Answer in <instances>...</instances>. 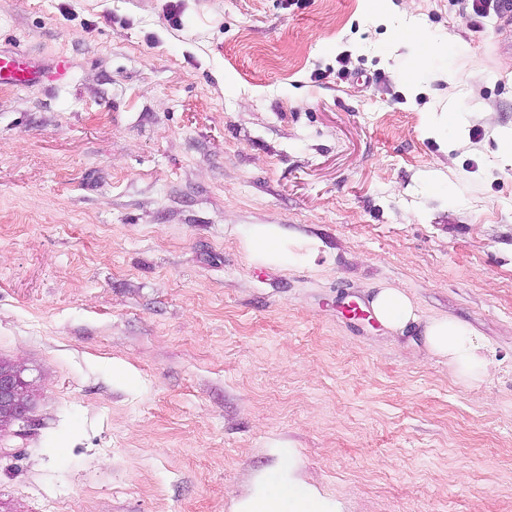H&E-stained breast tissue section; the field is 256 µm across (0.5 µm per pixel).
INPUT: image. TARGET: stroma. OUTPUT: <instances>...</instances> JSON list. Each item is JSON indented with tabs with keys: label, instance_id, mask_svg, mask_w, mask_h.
Here are the masks:
<instances>
[{
	"label": "stroma",
	"instance_id": "1",
	"mask_svg": "<svg viewBox=\"0 0 512 512\" xmlns=\"http://www.w3.org/2000/svg\"><path fill=\"white\" fill-rule=\"evenodd\" d=\"M403 2L0 0V46L71 67L0 86V358L37 386L0 512H234L285 460L339 512H512V53ZM411 18L450 50L408 82ZM256 224L316 257L250 261ZM385 284L400 335L346 310ZM370 305L377 320L392 332L403 331L410 323L419 321L411 297L401 288L385 285L373 295ZM423 335L428 354L445 360L459 384L475 390L490 376L492 353L469 325L449 317L432 318L425 321Z\"/></svg>",
	"mask_w": 512,
	"mask_h": 512
}]
</instances>
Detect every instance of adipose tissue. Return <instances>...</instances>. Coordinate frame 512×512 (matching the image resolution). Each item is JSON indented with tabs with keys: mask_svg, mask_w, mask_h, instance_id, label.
<instances>
[{
	"mask_svg": "<svg viewBox=\"0 0 512 512\" xmlns=\"http://www.w3.org/2000/svg\"><path fill=\"white\" fill-rule=\"evenodd\" d=\"M394 40L411 49L415 70L448 49L446 42L432 38L415 22L396 28ZM247 251L252 261L271 266L285 265L289 258L288 242L275 224L257 225L247 241ZM370 305L377 320L393 332L423 322L428 354L445 360L464 387L478 389L490 376L494 367L491 352L469 325L449 317L420 320L411 297L392 285L378 288ZM236 512H336V504L298 480L286 464L273 478L259 480L250 496L237 504Z\"/></svg>",
	"mask_w": 512,
	"mask_h": 512,
	"instance_id": "1",
	"label": "adipose tissue"
}]
</instances>
